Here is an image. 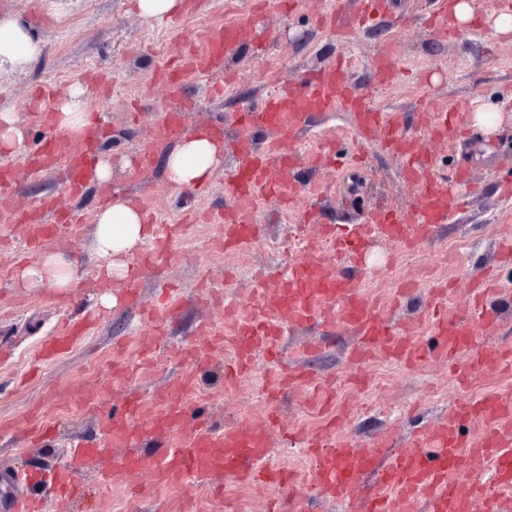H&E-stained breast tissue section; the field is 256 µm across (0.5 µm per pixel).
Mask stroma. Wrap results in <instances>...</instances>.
<instances>
[{"instance_id":"35a3bbf8","label":"stroma","mask_w":512,"mask_h":512,"mask_svg":"<svg viewBox=\"0 0 512 512\" xmlns=\"http://www.w3.org/2000/svg\"><path fill=\"white\" fill-rule=\"evenodd\" d=\"M186 2L181 14L159 23L132 12L129 0H0V10L29 16L45 43L42 57L28 69L0 75V106H15L29 136L28 151L11 158L15 181L10 194L0 197V214L21 213L32 202L51 197L84 217L83 223L63 229L59 241L44 238L39 223L0 222V421L10 424L0 436V473L54 462L70 440L101 438L108 415L129 395H136L146 411L158 412L161 391L189 374L194 386L186 394L188 404L213 428H222L228 420L260 424L270 409H277L280 424L272 432V461L296 474L300 495L292 503L295 512H342L340 504L316 498L302 448L286 443L290 434L318 429L323 417L309 405L304 388L270 400L274 369L300 365L316 380L333 383L330 412L347 416L341 439L369 447L384 438L397 448L415 432L437 424L459 401L512 388V376L476 373L462 383L447 363L432 358L407 368L376 355L359 367L348 357L357 336L317 325L286 333L277 358L257 356L250 371L233 383L224 380L231 348L205 352L198 360L179 356L180 348L197 340L199 327L224 330L218 297L247 305L259 275L284 270L300 257V250L287 249L288 241L318 240L326 224L346 231L376 207L406 215L417 210L416 188L399 160L372 141L363 146V167L306 161L288 168L286 179L297 189L288 208L271 199L258 203L252 214L253 240L239 250H225L224 178L238 163L236 116L263 96L288 89L341 57L353 61L354 91L408 127H415L427 111L456 112L466 123L475 112L500 111L498 134L466 143L447 136L426 144L433 159L430 175L451 179L465 165L471 185L457 213L438 225L418 250L403 253L376 243L359 259L337 260L358 289L392 306V321L402 335L429 340L430 288L450 284L448 309L464 317L471 288L487 273L512 275V263L503 262L498 253L500 242L512 239V141L502 137L512 132V107L505 105L512 97V37L500 38L493 29L503 0H476L474 23L455 26L450 35L426 21V0H389L385 15L374 25L352 31L331 28L332 0H303L285 12L270 6L262 12L255 44L229 63L233 80L220 72L190 78L176 94L159 79V66L188 56L201 46L208 28L250 14L258 0ZM381 58L397 76L378 89L372 74ZM77 82L85 88L86 111L98 114L106 131L101 153L112 165V179L90 183L75 195L67 189L61 168L34 175L29 159L31 148L53 132L36 89L49 87L58 93ZM171 111L181 113L187 131L209 125L216 114L224 116V163L207 191L178 189L167 177L154 131ZM353 134L349 113L328 119L314 115L292 146L307 153L319 141L351 143ZM141 151L151 154L150 165L136 166ZM116 192L152 216L164 250L151 268L141 266L139 256H130V264L139 268L140 301L123 300L124 286L116 282L112 292L119 301L106 308L97 303L101 260L92 240L95 214L104 197ZM272 240L279 242V249H266ZM453 241L465 242L466 248L450 261L446 255ZM44 249L62 251L76 264L78 279L69 292L18 284L19 261L37 259ZM405 283L412 284V293L393 304ZM166 284L179 291L178 312L157 349L146 355L139 344L148 328L143 312L157 306ZM73 316L89 319L86 337L33 380L22 382L41 342L58 322ZM117 363L130 365L132 374L113 375ZM75 386L100 392L97 406H72L66 391ZM37 406L57 430L54 439L43 443L27 435L28 415ZM390 406L397 407V415H386ZM213 481L222 485V495L195 485L155 488L146 472L133 478L115 472L108 490L90 488L79 504L53 498L45 486L36 492L48 498L51 512H115L120 500L129 502L131 512H264L267 499L281 494L278 487L259 492L221 474Z\"/></svg>"}]
</instances>
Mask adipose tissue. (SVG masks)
<instances>
[{"label":"adipose tissue","instance_id":"obj_1","mask_svg":"<svg viewBox=\"0 0 512 512\" xmlns=\"http://www.w3.org/2000/svg\"><path fill=\"white\" fill-rule=\"evenodd\" d=\"M44 52V42L29 21L17 13H0V71L21 72ZM85 90L70 87L59 99L51 123L55 133L70 141L81 138L89 115L82 108ZM169 178L177 187L204 189L224 162L222 145L198 128L185 133L177 146L164 155ZM154 228L145 213L131 200L119 198L102 207L96 215L94 246L105 260L97 277L104 289L100 301L104 306L115 303L110 293L114 278H126L130 272L127 257L138 246L152 239ZM77 279L75 264L56 251L43 252L36 263L23 265L19 280L24 287L39 288L51 284L69 288Z\"/></svg>","mask_w":512,"mask_h":512}]
</instances>
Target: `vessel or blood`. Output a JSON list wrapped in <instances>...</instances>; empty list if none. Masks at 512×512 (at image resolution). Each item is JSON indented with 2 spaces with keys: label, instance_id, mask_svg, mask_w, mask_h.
<instances>
[{
  "label": "vessel or blood",
  "instance_id": "vessel-or-blood-1",
  "mask_svg": "<svg viewBox=\"0 0 512 512\" xmlns=\"http://www.w3.org/2000/svg\"><path fill=\"white\" fill-rule=\"evenodd\" d=\"M256 37V17L230 21L207 35L182 68L163 69L162 76L175 88H182L188 75L223 69L226 59ZM351 68V60L346 59L314 73L288 91L267 96L239 113L238 120L241 128H265L288 142L311 115L351 113L357 139H379L384 149L401 160L406 178L418 185L419 205L412 217L394 211L373 212L353 234L334 239L335 249L357 257L373 242L381 241L409 250L426 240L434 227L447 223L458 205L457 192L453 183L421 177V170L431 166V158L389 113L369 109L363 98L353 93L348 80ZM299 160L292 150L258 153L249 141H241L239 164L224 183L226 249L241 248L253 239V225L240 221L239 214L254 206L258 194L284 202L293 197L295 188L285 182L283 173ZM98 161V129L92 126L74 145L45 139L31 159V168L40 171L63 166L69 190L78 192L93 181ZM430 304L432 344L399 336L391 329L388 310L354 289L332 259L308 253L284 273L261 282L247 311H240L234 303L225 305V315L236 320V355L225 376L235 379L256 354L274 349L284 328L301 329L325 316L337 317L342 327L358 336L359 344L351 355L357 363L368 353L378 352L405 366L431 356L448 358L464 377L478 372L512 373L511 348L477 345L478 335L498 327L486 300L476 302L466 325L449 314L445 290H431ZM83 333L76 323L58 328L43 345L44 358L67 351ZM187 385L184 378L170 384L161 394L163 411L150 418L145 417L138 398L129 397L102 442H74L60 464L40 468L41 481L67 498L82 497L81 474L120 444L129 449L120 469L129 474L149 472L159 487L202 485L222 472L257 490L276 485L283 492L294 493L293 472L267 463L272 423L216 430L205 422L191 421L185 402ZM298 385L310 386L312 406L322 410L329 406L328 397L303 371L279 374L275 387L281 390ZM470 421L482 426L478 439L469 438L463 430ZM341 425L339 417L326 418L299 443L311 461L314 491L342 504L344 512H512L511 389L461 402L448 419L419 431L406 447L397 450L382 439L370 448L341 440ZM174 432L185 433L186 438L163 454L136 453L144 436L161 440ZM368 476L374 479L369 489L364 486ZM8 508L10 512H48L45 500L24 492L15 494Z\"/></svg>",
  "mask_w": 512,
  "mask_h": 512
}]
</instances>
